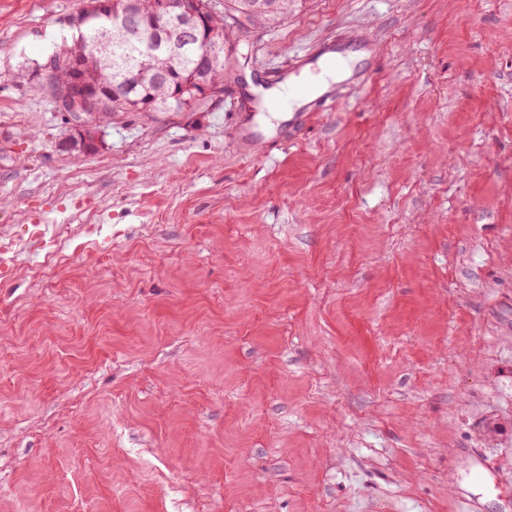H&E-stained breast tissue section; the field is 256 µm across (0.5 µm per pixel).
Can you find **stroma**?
I'll list each match as a JSON object with an SVG mask.
<instances>
[{"mask_svg": "<svg viewBox=\"0 0 512 512\" xmlns=\"http://www.w3.org/2000/svg\"><path fill=\"white\" fill-rule=\"evenodd\" d=\"M83 6L0 0V226L112 227L0 276V512H512V0H297L88 154L32 75ZM328 41L335 111L254 131Z\"/></svg>", "mask_w": 512, "mask_h": 512, "instance_id": "35a3bbf8", "label": "stroma"}]
</instances>
